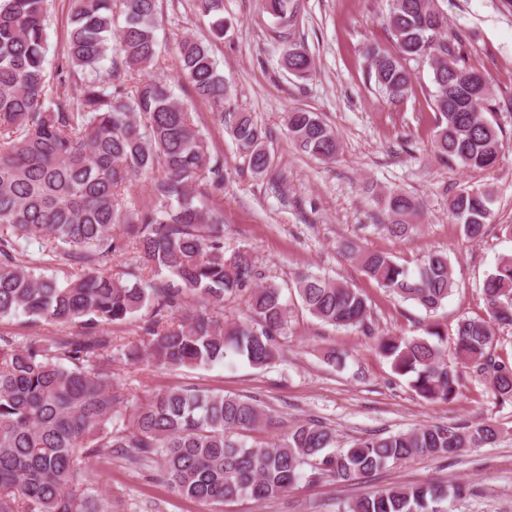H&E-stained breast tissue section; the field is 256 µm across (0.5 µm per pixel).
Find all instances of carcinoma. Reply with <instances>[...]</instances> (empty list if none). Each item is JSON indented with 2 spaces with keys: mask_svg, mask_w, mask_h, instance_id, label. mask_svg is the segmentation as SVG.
Here are the masks:
<instances>
[{
  "mask_svg": "<svg viewBox=\"0 0 512 512\" xmlns=\"http://www.w3.org/2000/svg\"><path fill=\"white\" fill-rule=\"evenodd\" d=\"M193 5L209 18L208 39L176 42L177 80L222 119L227 86L210 43L228 29L224 0ZM261 7L282 28L297 12L296 0H261ZM159 16L160 0H72L66 47L50 71L44 0H0V320L25 315L77 329L46 345L0 334V512H112L111 497L85 486L79 462L86 459L110 464L115 456L209 506L282 495L306 466L354 481L412 457L450 458L495 444L501 429L482 419L371 435L348 447L337 444L330 427L303 420L275 443H251L250 433L271 422L261 400L189 388L156 392L128 422L119 421L125 398L112 380V326L141 319L139 343L122 349L130 364L178 370L236 357L265 368L288 315L281 287L258 283L249 251L226 254L223 213L196 203L199 195L222 194L227 175L171 85L150 74L162 53ZM385 22L393 49L366 51L379 91L404 98L413 85L407 63L427 59L440 116L433 151L466 169L494 167L504 138L485 116L493 111L494 88L454 53L448 17L435 0H390ZM281 65L300 78L315 69L305 47L288 38ZM132 72L135 85L117 81ZM284 121L300 151L336 159L340 138L317 113L294 109ZM230 133L248 167L267 171L262 127L239 113ZM142 177L151 204L140 208L122 191ZM381 203V228L397 238L423 212L420 199L403 191L386 193ZM494 203L492 187H465L448 201V212L467 239L479 240ZM34 243L41 245L38 259L30 252ZM343 252L379 287L430 316L454 288L445 252L428 254L414 271L350 242ZM114 257L150 275L133 282L112 277L104 267ZM54 262L71 276L62 282L46 274ZM293 287L321 322L368 327L369 305L348 285L302 272ZM483 295L488 319L461 317L451 352L444 348L448 333L436 323L423 336L378 340L379 352L396 374L410 377L421 398L454 401L460 375L472 369L489 381L495 399L512 402V364L490 354L495 327L512 325V255L487 273ZM231 296L245 300L248 314L228 323L215 309ZM461 495L455 484L392 485L348 502L344 512H448V501Z\"/></svg>",
  "mask_w": 512,
  "mask_h": 512,
  "instance_id": "1",
  "label": "carcinoma"
}]
</instances>
